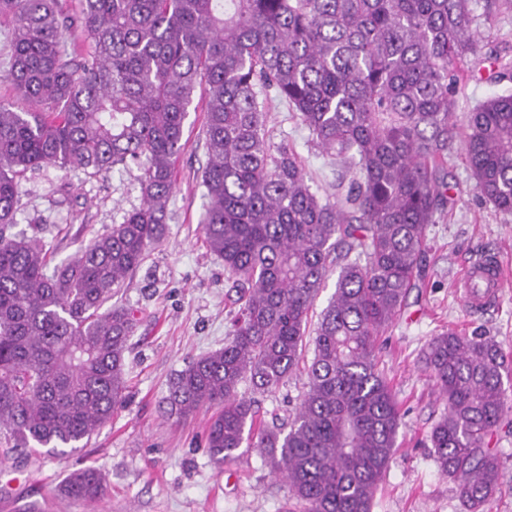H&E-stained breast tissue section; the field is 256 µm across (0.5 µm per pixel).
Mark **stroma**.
<instances>
[{"label": "stroma", "instance_id": "35a3bbf8", "mask_svg": "<svg viewBox=\"0 0 512 512\" xmlns=\"http://www.w3.org/2000/svg\"><path fill=\"white\" fill-rule=\"evenodd\" d=\"M195 104L185 123L166 237L115 298L139 317L126 353V399L84 448L24 463L0 460V512H288V486L272 475L267 457L243 448L234 460L214 464L206 447L210 411L183 419L171 413L167 400L188 361L223 348L238 310L224 263L206 247L201 231L205 101L199 97ZM268 125L300 155L313 190L335 193L336 167L312 146L307 128L283 108L270 112ZM139 175L133 165L95 176L52 165L29 170L20 180L14 231L45 244L52 263L68 261L140 206ZM448 198L447 212L426 230L423 276L380 338L385 374L404 416L372 512H466L429 442L445 411L425 370L429 340L446 330L491 336L512 364V214L482 202L460 155L448 162ZM477 254L499 258L507 281L495 305L471 312L458 282ZM305 383L298 371L275 392L257 396L260 419L269 425L287 421ZM492 445L503 466L489 510L512 512V427L500 429ZM80 467L105 477L102 502L59 494L70 471Z\"/></svg>", "mask_w": 512, "mask_h": 512}]
</instances>
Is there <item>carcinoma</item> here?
Instances as JSON below:
<instances>
[{
    "instance_id": "obj_1",
    "label": "carcinoma",
    "mask_w": 512,
    "mask_h": 512,
    "mask_svg": "<svg viewBox=\"0 0 512 512\" xmlns=\"http://www.w3.org/2000/svg\"><path fill=\"white\" fill-rule=\"evenodd\" d=\"M79 2L72 17L60 0H0L12 19L7 79L35 105L0 102V454L74 452L124 401L137 317L110 301L166 231L200 94L202 232L239 309L224 348L177 374L168 402L183 416L215 409L214 462L258 449L294 512H371L402 423L379 338L416 287L427 226L447 209L448 159L463 151L480 196L512 214V90L478 101L464 132L455 121L497 0ZM76 24L88 43L78 59L63 40ZM488 59L495 81H512L511 63ZM273 105L336 160V200L312 191L297 154L273 142ZM130 162L142 204L71 260L51 268L42 245L11 233L26 171L96 175ZM332 266L307 389L288 427L262 428L239 386L271 392L304 361L307 314ZM425 365L446 403L430 433L435 461L467 512H486L512 370L495 339L452 330L430 340ZM60 493L102 500L106 482L78 469Z\"/></svg>"
}]
</instances>
